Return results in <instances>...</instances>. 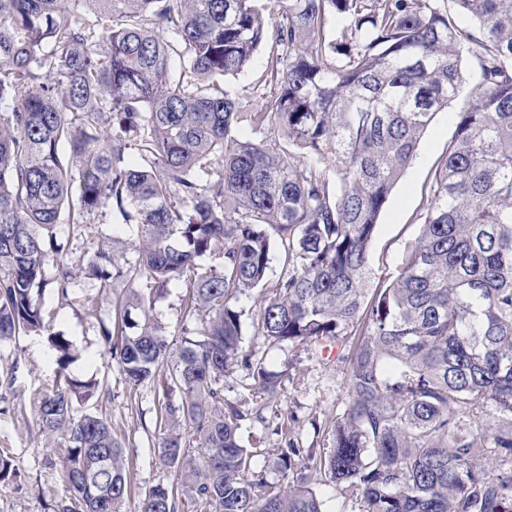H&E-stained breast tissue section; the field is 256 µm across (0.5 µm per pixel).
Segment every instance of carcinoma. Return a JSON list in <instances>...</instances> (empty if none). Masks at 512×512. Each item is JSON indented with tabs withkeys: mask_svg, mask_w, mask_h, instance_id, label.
Here are the masks:
<instances>
[{
	"mask_svg": "<svg viewBox=\"0 0 512 512\" xmlns=\"http://www.w3.org/2000/svg\"><path fill=\"white\" fill-rule=\"evenodd\" d=\"M261 50L243 136L233 80ZM467 55L478 81L462 99ZM454 104L420 233L372 288L380 214ZM114 216L136 225L134 267L112 270L101 244L61 269L58 295L80 276L189 288L176 355L140 303L103 331L125 380L163 396L158 457L175 478L136 512H177L185 493L202 512H324L319 475L358 512H512V0H0V344L45 330L54 227ZM256 289L259 334L337 345L348 363L329 448H279L277 483L224 405L235 302ZM49 341L60 384L36 418L68 487L57 512H121L112 424L76 410L99 384L67 372L64 336ZM253 376L278 392L263 364Z\"/></svg>",
	"mask_w": 512,
	"mask_h": 512,
	"instance_id": "1",
	"label": "carcinoma"
}]
</instances>
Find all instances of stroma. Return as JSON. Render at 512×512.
Returning a JSON list of instances; mask_svg holds the SVG:
<instances>
[{"label":"stroma","mask_w":512,"mask_h":512,"mask_svg":"<svg viewBox=\"0 0 512 512\" xmlns=\"http://www.w3.org/2000/svg\"><path fill=\"white\" fill-rule=\"evenodd\" d=\"M455 132L449 112L437 114L422 137L416 157L393 189L383 209L373 238L369 263L374 284L387 282L395 272L403 248L418 236L428 186ZM62 256L78 262L84 251L106 239H114L113 260L122 265L136 257L135 228L124 224H60L55 228ZM187 290L176 283L155 299L150 313L163 327L168 341L180 343L183 298ZM125 285L110 291L98 288L96 280L78 278L67 298L54 288L43 295L51 332L63 335L74 349L71 372L99 384L98 397L85 403L87 411L112 424V433L124 450L130 495L124 512H134L140 497L153 486L171 483L174 474L157 456L159 431L156 412L160 394L153 385H129L115 360L105 352L101 322L112 321L120 302L126 301ZM242 351L249 359L263 361L280 379L277 396L259 400L247 365L238 364L224 380V398L247 410L242 424L243 445L261 444L258 466L272 465L274 449L294 443L296 447L322 452L328 445L326 430L342 412L347 397V365L337 355L303 344L275 345L257 335L252 325L254 297L243 296ZM59 383L58 366L46 335L27 334L0 345V450L7 451L18 475L0 483V512H53L67 489L58 458L51 452L52 440L42 433L34 417L40 398Z\"/></svg>","instance_id":"35a3bbf8"}]
</instances>
